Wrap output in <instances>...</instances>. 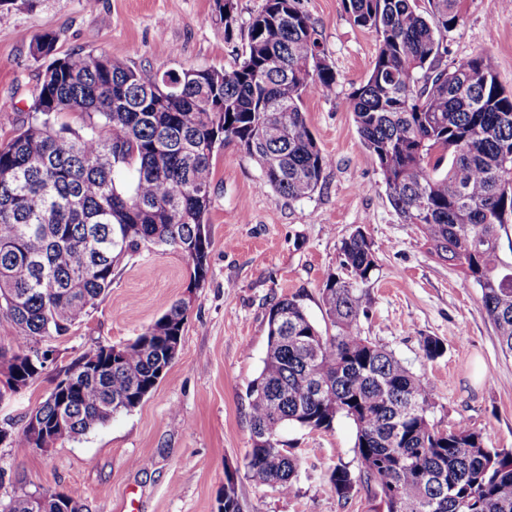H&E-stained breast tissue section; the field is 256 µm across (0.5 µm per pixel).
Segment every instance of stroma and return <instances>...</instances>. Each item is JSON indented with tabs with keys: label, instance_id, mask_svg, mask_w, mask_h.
<instances>
[{
	"label": "stroma",
	"instance_id": "35a3bbf8",
	"mask_svg": "<svg viewBox=\"0 0 512 512\" xmlns=\"http://www.w3.org/2000/svg\"><path fill=\"white\" fill-rule=\"evenodd\" d=\"M233 41L213 21L214 0H0V143L27 120L46 60L34 40L52 33L59 54L94 52L164 73L229 69L239 61L251 18L265 0H234ZM317 25L336 94L304 100L307 123L330 166L317 191L289 200L262 187L258 164L236 143L215 152L208 231V273L189 285L177 250L152 246L125 255L111 288L68 336L45 340L52 357L26 388L0 399V427L20 430L26 414L64 372L97 345L133 341L169 306L189 299L178 355L155 391L137 408L56 445L20 455L0 444V499L35 490L79 489L90 512H218L229 473L237 475L242 512H375L380 499L359 485L346 500L330 486L337 465L360 468L356 429L338 418L329 431L286 426L280 435L300 461L291 494L245 476L253 446L246 391L267 349L273 303L297 297L319 329L329 321L321 289L336 274L342 239L364 228L377 267L363 287L369 311L361 328L436 390L432 419L465 420L490 448H512V357L500 350L481 301L460 267L438 257L387 196L345 99L368 78L377 38L354 25L344 0H298ZM445 61L487 53L501 85L512 90V0H467L463 22L446 33ZM444 354L426 359L424 338Z\"/></svg>",
	"mask_w": 512,
	"mask_h": 512
}]
</instances>
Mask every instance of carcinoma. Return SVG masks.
Returning a JSON list of instances; mask_svg holds the SVG:
<instances>
[{
	"instance_id": "cac0c4a2",
	"label": "carcinoma",
	"mask_w": 512,
	"mask_h": 512,
	"mask_svg": "<svg viewBox=\"0 0 512 512\" xmlns=\"http://www.w3.org/2000/svg\"><path fill=\"white\" fill-rule=\"evenodd\" d=\"M353 23L371 29L377 52L367 80L346 98L390 202L440 257L456 262L481 290L501 351L512 357V262L501 238L512 224V91L491 58L478 53L448 68L444 34L463 20L464 0H345ZM233 39L234 3L214 17ZM52 61L42 74L32 121L0 145V399L44 370L46 338L67 335L112 286L120 257L171 246L188 261V287L204 281L210 247L216 147L235 142L261 168L263 185L288 199L314 194L330 159L302 111L303 98L331 95L336 73L317 27L297 0H266L247 29L231 70L187 68L161 75L105 54L56 56V37L35 41ZM62 112L86 115L80 132L55 128ZM278 159L275 167L268 157ZM132 166L133 183H116ZM377 267L362 229L343 239L341 273L321 298L333 333L320 331L300 300L268 313L263 367L248 388L253 435L245 474L288 495L299 460L280 440L292 423L329 430L339 417L356 427L362 470L343 465L331 487L347 500L357 483L380 492L386 512H512V449L489 448L464 421L439 428L434 390L385 346L362 335L359 287ZM190 301L181 298L112 359V345L74 363L96 365L63 389L71 422L54 442L75 439L136 408L175 358ZM17 453L40 447L23 429L0 430ZM31 493L0 512H32ZM77 489L52 490L41 512H86ZM221 512H241L236 482L224 485Z\"/></svg>"
}]
</instances>
